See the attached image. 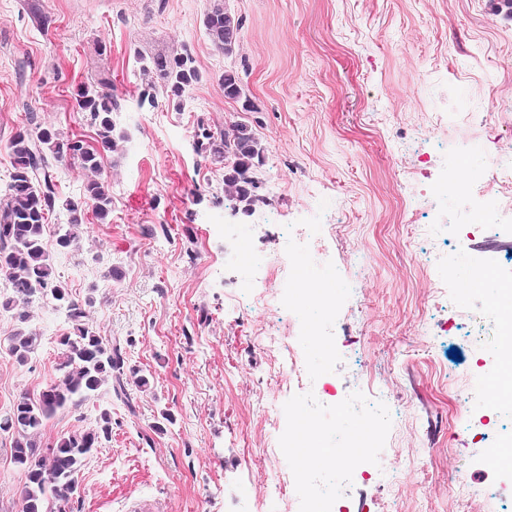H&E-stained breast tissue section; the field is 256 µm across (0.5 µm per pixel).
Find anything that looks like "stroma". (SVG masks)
<instances>
[{"label": "stroma", "mask_w": 512, "mask_h": 512, "mask_svg": "<svg viewBox=\"0 0 512 512\" xmlns=\"http://www.w3.org/2000/svg\"><path fill=\"white\" fill-rule=\"evenodd\" d=\"M216 1L0 0V194L17 133L92 139L76 105L83 86L106 80L128 136L101 159L109 218L86 212L76 251L57 244L65 213L45 234L57 279L92 297L90 326L120 341L135 404L104 397L47 421L45 447L112 409V439L87 458L66 512H125L141 495L161 512H289L332 471L301 481L269 449L302 415L322 447L341 448L369 418L339 416L336 400L366 378L391 414L373 450L385 474L344 486L351 512H512V481L486 459L512 430V409L484 426L478 411H458L481 385L498 321L489 293H464L460 276L491 258L496 279L512 281V233L476 232L454 249L456 230L479 221L475 206L428 194L459 163L477 194L512 164V14L498 0H220L242 22L227 55L203 26ZM183 53L200 74L183 104L139 108V57ZM228 70L253 111L225 99ZM236 121L265 148V203L248 215L224 197L223 164L193 148L198 124ZM292 224L328 256L292 269L338 297L326 361L237 260L244 242L277 255ZM112 267L121 280L107 278ZM30 315L42 343L22 366L8 352L17 322L0 311V413L57 376L70 326L39 300ZM264 332L289 341L293 362H276ZM274 363L285 388L269 377ZM165 411L172 424L154 432ZM10 455L2 435L0 512H18L25 481Z\"/></svg>", "instance_id": "1"}]
</instances>
